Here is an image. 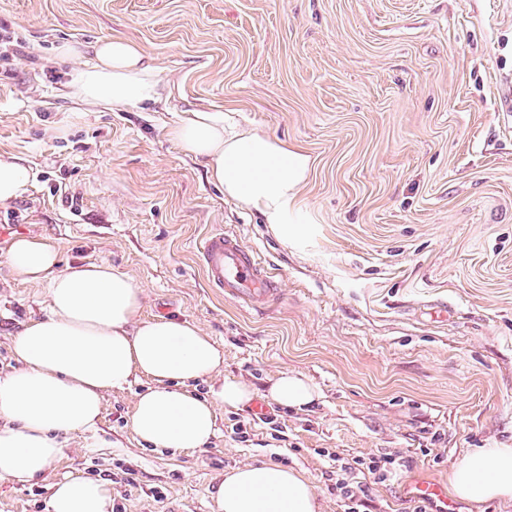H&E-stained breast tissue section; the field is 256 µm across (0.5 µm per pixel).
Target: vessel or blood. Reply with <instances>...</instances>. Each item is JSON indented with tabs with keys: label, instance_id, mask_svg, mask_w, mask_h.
<instances>
[{
	"label": "vessel or blood",
	"instance_id": "vessel-or-blood-1",
	"mask_svg": "<svg viewBox=\"0 0 512 512\" xmlns=\"http://www.w3.org/2000/svg\"><path fill=\"white\" fill-rule=\"evenodd\" d=\"M200 255L208 281L224 294L251 306H264L276 298L278 290L270 272L236 237L221 232L210 234L202 241ZM412 495L434 504L435 512H459V501L449 498L448 488L442 483H415Z\"/></svg>",
	"mask_w": 512,
	"mask_h": 512
}]
</instances>
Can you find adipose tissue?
<instances>
[{"mask_svg": "<svg viewBox=\"0 0 512 512\" xmlns=\"http://www.w3.org/2000/svg\"><path fill=\"white\" fill-rule=\"evenodd\" d=\"M159 68L138 43L115 35L98 41L92 63L74 68L68 88L82 103H145L161 94ZM180 149L203 159L209 179L225 196L258 212L283 241L303 234L299 196L312 160L301 150L256 130L225 125L220 112L186 113L168 130ZM22 281L47 284L48 312L11 338L16 363L0 376V480L43 479L63 456L68 438L92 435L104 395L140 376L150 387L130 417L133 433L155 449L198 450L215 434L216 408L241 407L253 396L246 382L224 376V352L196 324L177 317L141 318L144 293L105 262L60 267L56 243L21 236L5 253ZM210 380L209 398L190 385ZM268 395L296 409L319 392L305 375H276ZM448 489L475 506L512 500V448H472L451 473ZM216 500L219 512H318L314 487L300 471L250 463L227 471ZM112 491L98 478L57 481L49 512H112Z\"/></svg>", "mask_w": 512, "mask_h": 512, "instance_id": "ef3b65f1", "label": "adipose tissue"}]
</instances>
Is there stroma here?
Masks as SVG:
<instances>
[{"mask_svg":"<svg viewBox=\"0 0 512 512\" xmlns=\"http://www.w3.org/2000/svg\"><path fill=\"white\" fill-rule=\"evenodd\" d=\"M0 34V157L33 173L0 205V254L44 235L62 264L110 263L143 288L142 317L187 319L222 346L224 376L281 427L221 407L205 449H153L130 427L141 377L105 394L96 437L70 438L48 480L0 481V512H48L68 474L109 481L122 512H216L225 471L254 462L303 471L321 512H344L337 464L384 453L402 466L368 510L404 512L408 483L512 446V0H0ZM115 34L154 57L160 100L69 96L82 60L57 46ZM194 110L312 157L301 241L227 200L169 138ZM219 230L256 251L278 302L251 310L211 288L197 247ZM48 304L47 285L0 261L1 374ZM284 371L318 387L310 408L269 399ZM237 420L248 441L230 438Z\"/></svg>","mask_w":512,"mask_h":512,"instance_id":"35a3bbf8","label":"stroma"}]
</instances>
